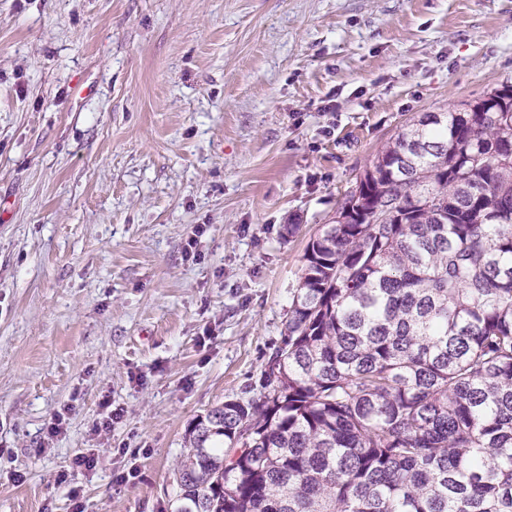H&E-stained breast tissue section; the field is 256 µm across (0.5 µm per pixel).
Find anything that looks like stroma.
Instances as JSON below:
<instances>
[{
  "label": "stroma",
  "mask_w": 512,
  "mask_h": 512,
  "mask_svg": "<svg viewBox=\"0 0 512 512\" xmlns=\"http://www.w3.org/2000/svg\"><path fill=\"white\" fill-rule=\"evenodd\" d=\"M506 82L512 0H0V512H172L310 236L407 125Z\"/></svg>",
  "instance_id": "35a3bbf8"
}]
</instances>
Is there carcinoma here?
<instances>
[{
    "label": "carcinoma",
    "mask_w": 512,
    "mask_h": 512,
    "mask_svg": "<svg viewBox=\"0 0 512 512\" xmlns=\"http://www.w3.org/2000/svg\"><path fill=\"white\" fill-rule=\"evenodd\" d=\"M365 173L263 393L190 428L175 512H512V84Z\"/></svg>",
    "instance_id": "cac0c4a2"
}]
</instances>
